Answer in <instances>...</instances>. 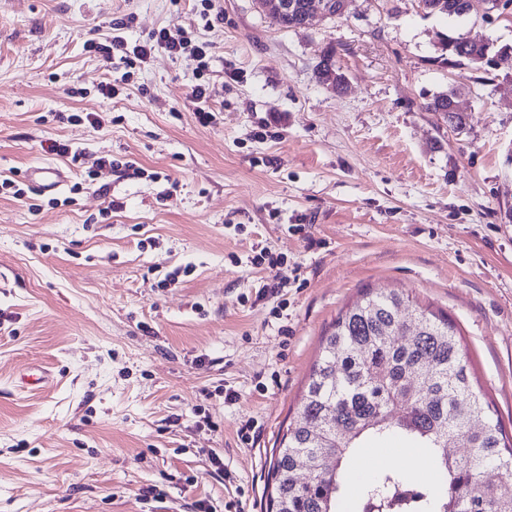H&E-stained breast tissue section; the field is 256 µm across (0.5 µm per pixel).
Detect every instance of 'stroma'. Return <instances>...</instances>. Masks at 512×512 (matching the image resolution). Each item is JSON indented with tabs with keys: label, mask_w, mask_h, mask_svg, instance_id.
I'll return each mask as SVG.
<instances>
[{
	"label": "stroma",
	"mask_w": 512,
	"mask_h": 512,
	"mask_svg": "<svg viewBox=\"0 0 512 512\" xmlns=\"http://www.w3.org/2000/svg\"><path fill=\"white\" fill-rule=\"evenodd\" d=\"M215 10L208 28L196 0H0V175L67 176L0 192V512H266L322 339L367 291L447 314L512 436V54L440 51L446 34L512 45V9L348 0L289 31L256 0ZM115 20L131 41L175 25L210 43L213 123L189 100L194 57L129 70L90 51ZM329 45L341 94L319 79ZM446 91L462 131L424 109ZM55 140L136 169L88 178ZM34 366L47 381L22 387ZM484 0H418L426 14H440L447 17L463 16L473 11L478 12L477 4ZM32 181L44 190H54L65 183L59 169L38 167L30 173Z\"/></svg>",
	"instance_id": "stroma-1"
}]
</instances>
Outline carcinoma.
Segmentation results:
<instances>
[{
    "instance_id": "carcinoma-1",
    "label": "carcinoma",
    "mask_w": 512,
    "mask_h": 512,
    "mask_svg": "<svg viewBox=\"0 0 512 512\" xmlns=\"http://www.w3.org/2000/svg\"><path fill=\"white\" fill-rule=\"evenodd\" d=\"M427 14L463 16L479 0H418ZM308 0H288L271 16L282 29L300 28ZM450 63L488 61L490 45L449 36ZM455 93L425 104L457 131L465 116L452 111ZM398 437L436 465L439 484L415 487L392 466L373 477L354 501L355 512H512V440L470 382L456 332L442 312L412 308L395 290L365 292L339 314L324 337L300 406L283 435L271 470L272 512H342L345 469L364 441ZM486 468L499 479H483Z\"/></svg>"
}]
</instances>
